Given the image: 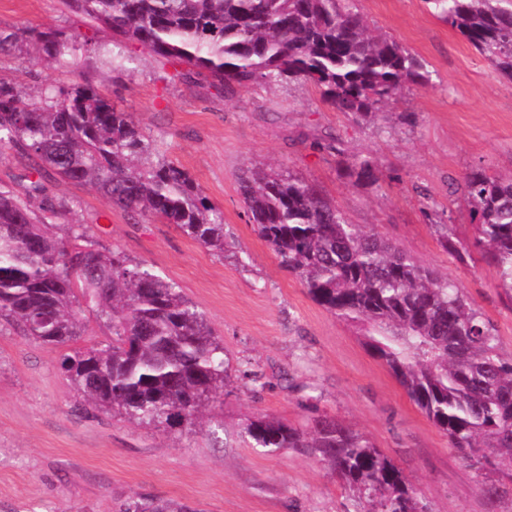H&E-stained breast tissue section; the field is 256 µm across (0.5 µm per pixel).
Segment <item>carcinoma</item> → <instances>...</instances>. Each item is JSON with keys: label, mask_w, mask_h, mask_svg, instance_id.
<instances>
[{"label": "carcinoma", "mask_w": 512, "mask_h": 512, "mask_svg": "<svg viewBox=\"0 0 512 512\" xmlns=\"http://www.w3.org/2000/svg\"><path fill=\"white\" fill-rule=\"evenodd\" d=\"M112 30V69L135 42L179 59L221 85L297 80L339 112L364 118L407 84L431 81L426 64L374 31L358 0H70ZM497 72L512 79V0H425ZM78 36L38 32L31 42L0 32V51L32 49L50 62ZM28 160L0 184V321L60 349L58 369L95 408L139 424L175 429L200 423L224 389V346L205 314L153 267L103 248L83 224L56 232L70 212L55 179L88 184L113 205L163 220L224 256V224L189 173L154 159L128 112L88 84L37 97L0 81V154ZM249 222L309 295L338 318L363 325L362 345L379 359L425 417L448 437L487 493V474L512 482V359L499 353L489 321L438 270L345 219L306 182L253 171L238 178ZM463 194L476 221L472 246L512 292V176L468 173ZM95 312L112 339L76 349L81 314ZM243 436L268 452L301 449L323 460L357 497L360 512H429L399 467L364 436L322 417L303 429L265 417ZM122 512H186L131 497Z\"/></svg>", "instance_id": "cac0c4a2"}]
</instances>
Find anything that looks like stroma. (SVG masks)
<instances>
[{
    "label": "stroma",
    "instance_id": "stroma-1",
    "mask_svg": "<svg viewBox=\"0 0 512 512\" xmlns=\"http://www.w3.org/2000/svg\"><path fill=\"white\" fill-rule=\"evenodd\" d=\"M432 73L371 123L334 111L311 85L282 81L224 87L175 59L127 43L128 70L103 65L112 33L68 0H0V30L57 29L80 36L75 65L36 55L0 56V80L29 95L86 83L129 112L160 158L184 168L224 218L230 244L214 255L174 224L112 206L96 189L56 180L73 203L68 223L86 225L107 249L152 266L208 318L224 346L227 382L202 427L138 424L95 409L57 368V349L0 324V512H119L134 495L175 500L194 512H359L319 457L268 453L242 437L247 420L271 416L300 428L330 417L362 434L418 488L431 512H512V495L479 488L474 470L410 401L356 328L317 304L282 269L249 223L238 190L248 169L276 170L314 186L348 223L378 233L448 276L494 327L512 359V293L480 256L446 253L475 226L461 186L483 167L512 174V79L494 70L425 0H359ZM378 162L366 184L349 172ZM262 369L253 389L244 369Z\"/></svg>",
    "mask_w": 512,
    "mask_h": 512
}]
</instances>
